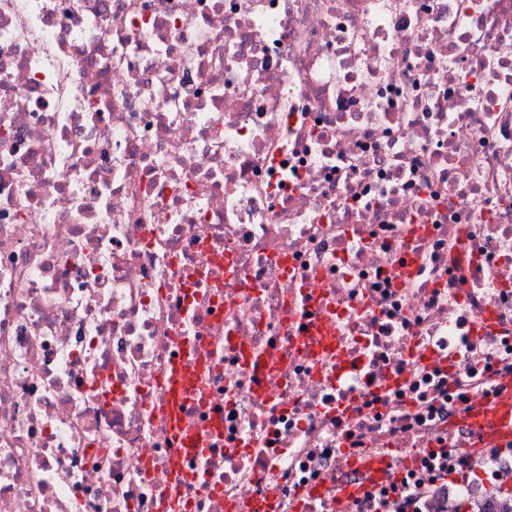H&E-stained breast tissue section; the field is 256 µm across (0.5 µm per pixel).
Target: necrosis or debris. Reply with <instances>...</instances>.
<instances>
[{
	"label": "necrosis or debris",
	"mask_w": 512,
	"mask_h": 512,
	"mask_svg": "<svg viewBox=\"0 0 512 512\" xmlns=\"http://www.w3.org/2000/svg\"><path fill=\"white\" fill-rule=\"evenodd\" d=\"M509 392L512 0H0V512H501ZM464 427L483 447L495 448L512 441V395L495 399L491 408L471 409Z\"/></svg>",
	"instance_id": "4bbe7bcc"
}]
</instances>
